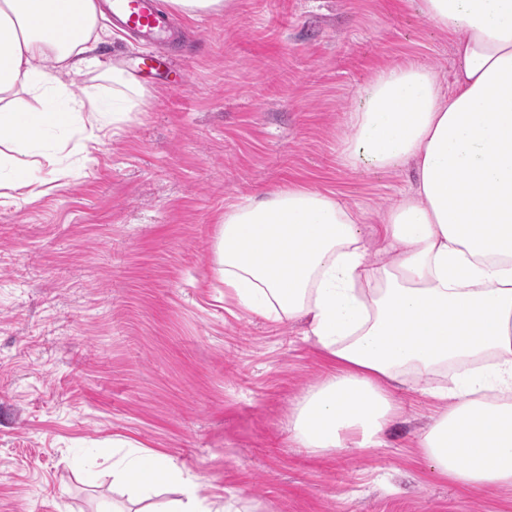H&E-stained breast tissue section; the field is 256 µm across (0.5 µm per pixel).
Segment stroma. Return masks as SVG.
<instances>
[{"mask_svg":"<svg viewBox=\"0 0 512 512\" xmlns=\"http://www.w3.org/2000/svg\"><path fill=\"white\" fill-rule=\"evenodd\" d=\"M180 89L146 74L142 111L68 143L62 175L0 188V512H105L124 454L168 455L205 495L244 490L259 512H512V489L465 493L414 456L436 400L413 383L379 448L317 456L288 431L328 374L305 320L277 324L224 299L226 206L287 184L364 212L370 262L410 165L354 170L350 119L377 70L459 65L421 0H230L170 15ZM144 42L110 33L103 64L139 71Z\"/></svg>","mask_w":512,"mask_h":512,"instance_id":"obj_1","label":"stroma"}]
</instances>
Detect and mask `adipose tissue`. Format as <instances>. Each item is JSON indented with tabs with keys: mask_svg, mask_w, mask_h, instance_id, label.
<instances>
[{
	"mask_svg": "<svg viewBox=\"0 0 512 512\" xmlns=\"http://www.w3.org/2000/svg\"><path fill=\"white\" fill-rule=\"evenodd\" d=\"M422 2L455 45L451 86L420 62L380 70L342 151L354 169L414 168L383 220L395 260L369 264L360 213L301 185L228 206L217 259L225 297L274 323L306 320L335 367L293 408L300 447H381L399 416L391 386L409 376L441 403L418 462L487 493L512 487V0ZM101 16L98 0H0V168L40 158L52 130L84 126L97 141L105 117L144 104L141 80L118 66L108 92L60 78L90 67ZM114 478L134 512H250L243 492L200 495L164 454L132 449Z\"/></svg>",
	"mask_w": 512,
	"mask_h": 512,
	"instance_id": "ef3b65f1",
	"label": "adipose tissue"
}]
</instances>
